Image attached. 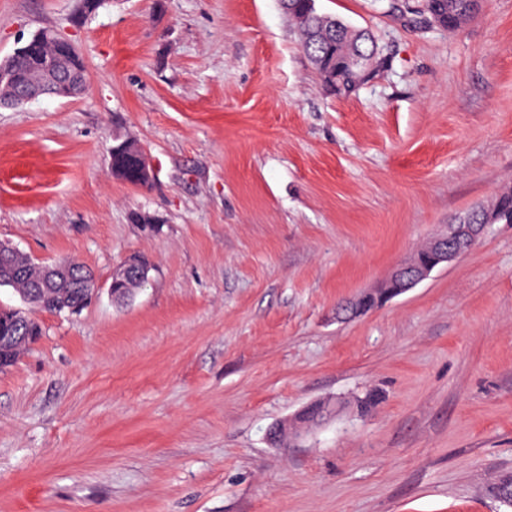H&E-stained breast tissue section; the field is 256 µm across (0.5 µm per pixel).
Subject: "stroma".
<instances>
[{
	"label": "stroma",
	"instance_id": "35a3bbf8",
	"mask_svg": "<svg viewBox=\"0 0 512 512\" xmlns=\"http://www.w3.org/2000/svg\"><path fill=\"white\" fill-rule=\"evenodd\" d=\"M76 5L0 0V59L50 27L88 74L81 98L0 109V241L101 289L38 313L0 371V512H512L492 494L512 473V224L336 316L512 187V0L456 29L317 0L379 46L347 95L279 0ZM118 136L150 185L113 176ZM132 253L154 271L119 307ZM314 402L343 410L294 425Z\"/></svg>",
	"mask_w": 512,
	"mask_h": 512
}]
</instances>
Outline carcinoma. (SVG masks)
I'll list each match as a JSON object with an SVG mask.
<instances>
[{
  "label": "carcinoma",
  "mask_w": 512,
  "mask_h": 512,
  "mask_svg": "<svg viewBox=\"0 0 512 512\" xmlns=\"http://www.w3.org/2000/svg\"><path fill=\"white\" fill-rule=\"evenodd\" d=\"M484 0H416L412 5L392 4L391 8L415 17H430L439 26L454 29L481 14ZM288 18L294 23L300 46L323 83L339 93L351 90L352 77L341 62L354 54L377 58L378 47L372 34L365 29L349 31L345 21L318 12L316 0H288ZM124 139L114 140L111 148L112 173L117 178L137 184L136 162L123 146ZM499 208L498 221L512 224V189L499 194L491 204L477 206L469 212L477 224L485 208ZM0 283L20 295H34L35 310L59 312L79 301V294L91 288L94 278L81 263L73 262L72 281L53 284L46 281L43 268L28 256L0 258ZM140 285L127 279L115 289L114 302H131ZM42 335L39 321L25 324L17 319L11 307H0V370L12 367L19 356Z\"/></svg>",
  "instance_id": "1"
}]
</instances>
